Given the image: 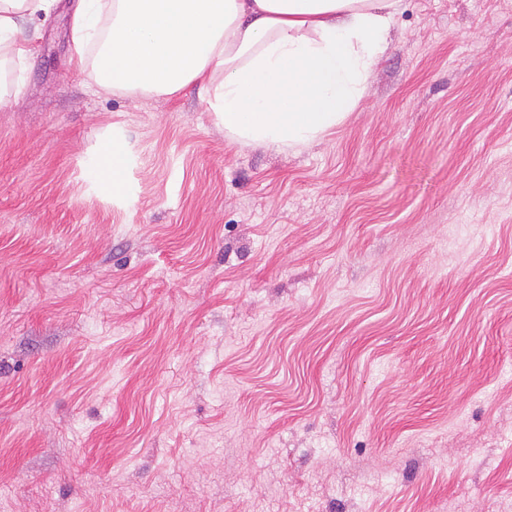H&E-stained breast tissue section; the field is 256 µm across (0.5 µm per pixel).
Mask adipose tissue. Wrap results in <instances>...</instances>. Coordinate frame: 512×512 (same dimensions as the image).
<instances>
[{"label": "adipose tissue", "instance_id": "ef3b65f1", "mask_svg": "<svg viewBox=\"0 0 512 512\" xmlns=\"http://www.w3.org/2000/svg\"><path fill=\"white\" fill-rule=\"evenodd\" d=\"M401 0H78V68L98 47L104 92H205L225 135L280 150L309 144L351 111L389 48ZM56 0H0V61L34 48L18 21Z\"/></svg>", "mask_w": 512, "mask_h": 512}]
</instances>
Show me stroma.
Instances as JSON below:
<instances>
[{
	"mask_svg": "<svg viewBox=\"0 0 512 512\" xmlns=\"http://www.w3.org/2000/svg\"><path fill=\"white\" fill-rule=\"evenodd\" d=\"M75 2L0 108V512H512V0H401L294 151L97 92Z\"/></svg>",
	"mask_w": 512,
	"mask_h": 512,
	"instance_id": "obj_1",
	"label": "stroma"
}]
</instances>
